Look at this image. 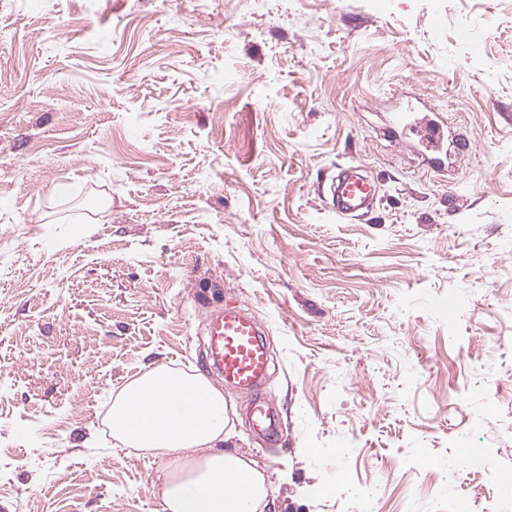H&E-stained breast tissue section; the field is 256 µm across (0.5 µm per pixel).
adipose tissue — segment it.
Returning a JSON list of instances; mask_svg holds the SVG:
<instances>
[{"instance_id": "ef3b65f1", "label": "adipose tissue", "mask_w": 512, "mask_h": 512, "mask_svg": "<svg viewBox=\"0 0 512 512\" xmlns=\"http://www.w3.org/2000/svg\"><path fill=\"white\" fill-rule=\"evenodd\" d=\"M112 436L124 447L164 456L170 474L163 512H263L269 487L250 460L223 450L224 393L207 376L151 367L115 396ZM249 485L247 501L231 493Z\"/></svg>"}]
</instances>
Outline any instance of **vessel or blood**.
<instances>
[{
    "instance_id": "b4317fda",
    "label": "vessel or blood",
    "mask_w": 512,
    "mask_h": 512,
    "mask_svg": "<svg viewBox=\"0 0 512 512\" xmlns=\"http://www.w3.org/2000/svg\"><path fill=\"white\" fill-rule=\"evenodd\" d=\"M392 126L414 133L429 152V163L444 166L445 145H458L447 124L441 120H410L395 113ZM332 207L336 214L356 217L372 208L376 186L358 174L356 167L339 169L330 185ZM208 358L218 368L225 383L250 394L249 422L252 429L268 437L279 433L274 407L263 392L270 366V355L261 338L257 319L234 303H225L212 315L207 327Z\"/></svg>"
}]
</instances>
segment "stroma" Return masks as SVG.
I'll return each mask as SVG.
<instances>
[{"mask_svg":"<svg viewBox=\"0 0 512 512\" xmlns=\"http://www.w3.org/2000/svg\"><path fill=\"white\" fill-rule=\"evenodd\" d=\"M0 0V512H162L119 388L200 372L213 309L265 329L277 441L225 388L266 512H470L512 468V0ZM471 27L481 48L460 39ZM470 141L436 172L390 112ZM379 200L343 218L337 168Z\"/></svg>","mask_w":512,"mask_h":512,"instance_id":"35a3bbf8","label":"stroma"}]
</instances>
